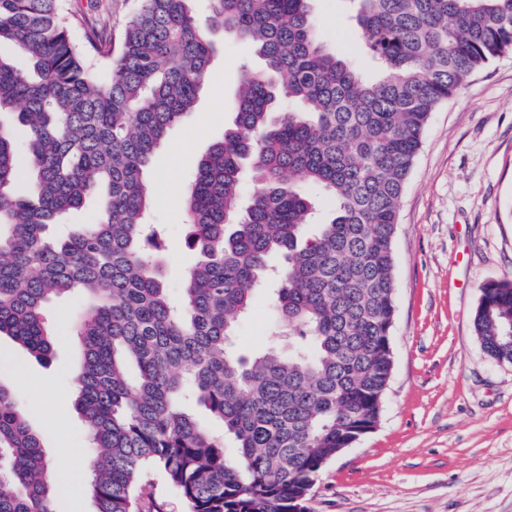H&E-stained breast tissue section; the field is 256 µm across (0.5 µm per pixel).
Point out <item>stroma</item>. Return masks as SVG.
<instances>
[{"label":"stroma","instance_id":"35a3bbf8","mask_svg":"<svg viewBox=\"0 0 512 512\" xmlns=\"http://www.w3.org/2000/svg\"><path fill=\"white\" fill-rule=\"evenodd\" d=\"M102 36L119 37L139 0H66ZM328 48L359 40L347 0H312ZM208 81L155 151L148 169V212L168 228L161 256L172 295H179L197 254L185 242L182 201L199 158L235 119L242 62L260 61L242 43L215 35ZM396 319L393 371L376 428L327 462L309 495L310 512H512V364L483 350L472 316L481 286L512 275V53L470 77L432 112L399 210L394 241ZM77 296L47 305L59 329L52 359L41 362L8 337L0 358L23 371H0L22 412L40 432L55 470L74 473L55 493L54 512H90L84 492L90 455L74 408L82 348L68 328ZM276 326L267 291H258L236 342L265 348ZM145 512H186L159 475L144 478Z\"/></svg>","mask_w":512,"mask_h":512}]
</instances>
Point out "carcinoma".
I'll use <instances>...</instances> for the list:
<instances>
[{
    "mask_svg": "<svg viewBox=\"0 0 512 512\" xmlns=\"http://www.w3.org/2000/svg\"><path fill=\"white\" fill-rule=\"evenodd\" d=\"M192 2L141 0L114 46L63 0H0V43L27 61L0 56V336L46 360L47 303L82 296L71 334L92 512H144L151 471L186 512H309L303 491L381 416L399 203L431 112L512 53V0H354L361 49L383 69L372 81L326 48L311 0H208L203 20ZM217 31L263 69L242 65L234 127L198 162L184 199L198 261L175 301L145 222L147 169L204 87ZM309 188L333 200L329 218ZM90 198L96 221L56 235ZM274 255L279 329L239 353ZM480 292L475 335L512 364V276ZM14 399L0 383V512H54L53 466Z\"/></svg>",
    "mask_w": 512,
    "mask_h": 512,
    "instance_id": "cac0c4a2",
    "label": "carcinoma"
}]
</instances>
